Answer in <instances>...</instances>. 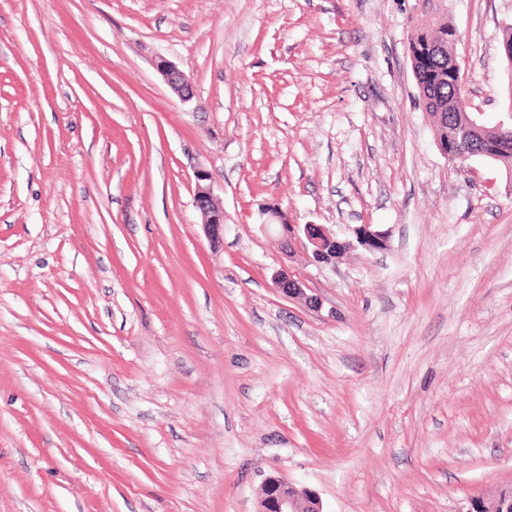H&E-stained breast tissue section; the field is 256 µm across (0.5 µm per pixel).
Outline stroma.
<instances>
[{
	"mask_svg": "<svg viewBox=\"0 0 512 512\" xmlns=\"http://www.w3.org/2000/svg\"><path fill=\"white\" fill-rule=\"evenodd\" d=\"M438 18L494 125L512 0H0V512L512 489V173L436 145L410 45ZM267 205L389 243L290 257ZM155 65L173 92L184 99L192 97V81L183 71L163 58H159ZM195 207L204 217L203 225L212 240H219L224 235V206L215 197L209 185L204 183L208 175L203 170L196 172ZM351 232L358 245L369 250H382L387 247L388 236L373 224H359L351 228ZM273 284L275 288L289 298L302 300L312 307H319L320 305L318 297L315 294H308L307 291H310V289L307 288L302 280L295 278L294 275L288 271V267L283 266L274 273ZM260 507V512H323L313 492L273 476L262 483Z\"/></svg>",
	"mask_w": 512,
	"mask_h": 512,
	"instance_id": "obj_1",
	"label": "stroma"
}]
</instances>
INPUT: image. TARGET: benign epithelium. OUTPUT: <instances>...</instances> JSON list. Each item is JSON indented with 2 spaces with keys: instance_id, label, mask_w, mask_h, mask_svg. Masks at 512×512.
I'll list each match as a JSON object with an SVG mask.
<instances>
[{
  "instance_id": "7a95c632",
  "label": "benign epithelium",
  "mask_w": 512,
  "mask_h": 512,
  "mask_svg": "<svg viewBox=\"0 0 512 512\" xmlns=\"http://www.w3.org/2000/svg\"><path fill=\"white\" fill-rule=\"evenodd\" d=\"M156 68L179 97H192V81L183 71L163 58L156 61ZM460 109L467 115L462 134L453 135L451 145L446 138L436 139L439 150L447 158L462 156L469 159H500L506 154L512 155V100L508 102L507 112L503 113V118L496 124L491 136L487 135L488 129L476 113L470 111L467 100L461 101ZM207 180L208 175L205 171L196 172L194 204L204 217L203 225L209 237L220 240L224 235V206L206 184ZM266 214L269 215V219L264 226L271 227L277 232L286 253L291 254L300 246L318 263L336 262L355 242L369 250H382L387 247V234L371 224L352 227L353 239L340 240L322 224H291L288 222V215L277 209H268ZM273 284L290 298L302 300L312 307L320 305L318 297L309 293L306 284L294 277L285 266L274 273ZM260 512H322V506L313 492L279 477L269 476L262 483ZM465 512H512V491L500 494L489 504L480 499H473Z\"/></svg>"
}]
</instances>
